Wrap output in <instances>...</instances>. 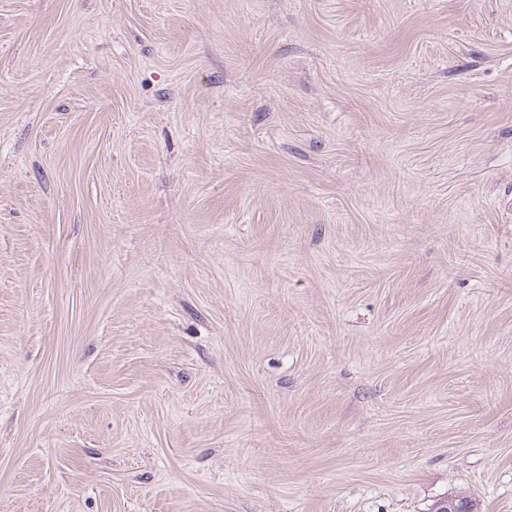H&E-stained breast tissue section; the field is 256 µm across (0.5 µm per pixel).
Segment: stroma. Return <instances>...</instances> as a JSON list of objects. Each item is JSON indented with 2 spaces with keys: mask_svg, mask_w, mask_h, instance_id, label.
<instances>
[{
  "mask_svg": "<svg viewBox=\"0 0 512 512\" xmlns=\"http://www.w3.org/2000/svg\"><path fill=\"white\" fill-rule=\"evenodd\" d=\"M512 512V0H0V512Z\"/></svg>",
  "mask_w": 512,
  "mask_h": 512,
  "instance_id": "stroma-1",
  "label": "stroma"
}]
</instances>
